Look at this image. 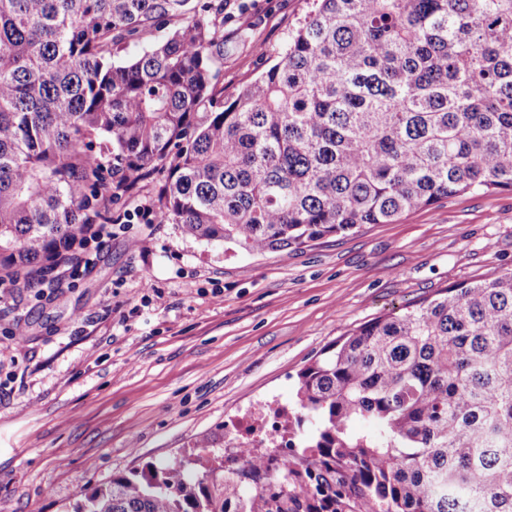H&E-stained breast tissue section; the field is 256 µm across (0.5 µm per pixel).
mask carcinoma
<instances>
[{
  "mask_svg": "<svg viewBox=\"0 0 512 512\" xmlns=\"http://www.w3.org/2000/svg\"><path fill=\"white\" fill-rule=\"evenodd\" d=\"M314 2L226 100L224 0H0V278L78 260L123 175L162 174V221L257 254L512 191V0ZM295 405L299 463L253 453L249 498L193 458L74 512H512V271L359 326Z\"/></svg>",
  "mask_w": 512,
  "mask_h": 512,
  "instance_id": "obj_1",
  "label": "carcinoma"
}]
</instances>
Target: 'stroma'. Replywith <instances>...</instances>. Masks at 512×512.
<instances>
[{
  "mask_svg": "<svg viewBox=\"0 0 512 512\" xmlns=\"http://www.w3.org/2000/svg\"><path fill=\"white\" fill-rule=\"evenodd\" d=\"M312 7L259 0L225 24V97L272 65ZM83 255L90 272L0 288V512H73L113 476L203 440L222 462L225 427L293 406L298 372L340 336L512 270V192L262 254L138 220Z\"/></svg>",
  "mask_w": 512,
  "mask_h": 512,
  "instance_id": "1",
  "label": "stroma"
}]
</instances>
